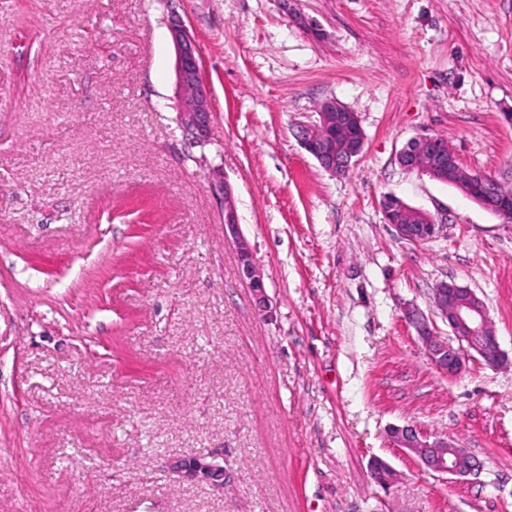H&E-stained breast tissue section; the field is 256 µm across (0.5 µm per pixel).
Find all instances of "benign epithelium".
<instances>
[{
  "mask_svg": "<svg viewBox=\"0 0 512 512\" xmlns=\"http://www.w3.org/2000/svg\"><path fill=\"white\" fill-rule=\"evenodd\" d=\"M169 32L174 48L176 98L183 127L195 142L207 137L212 119L211 92L204 82L199 63V50L194 37L181 21L174 19ZM342 125L360 127L357 114L334 100H326L319 106V121L312 126L300 127L298 138L303 148L319 163L320 167L334 176H345L352 163L362 153L364 141L346 140L340 144L334 140L318 141L313 132L320 126ZM424 156L428 164H418L417 157ZM398 164L409 171L417 170L432 178L448 170V144L436 136H420L410 139L397 154ZM218 191L224 198V238L237 254L244 280L255 296L258 309L270 311L263 273L257 265L252 250L239 230V216L232 189L222 182ZM409 219L394 225L397 236L412 243L423 242V230L414 223L421 211L408 208ZM434 302L451 330L452 337L437 335L434 327L414 310L406 312V318L414 326L418 338L434 367L450 377L460 374L467 362L477 356L488 366H498L506 360L496 331L489 319L484 302L471 289L454 281L441 282L434 289ZM388 437L396 448L415 456L427 472L452 476H466L475 472L477 463L463 448L446 438H430L414 424L394 425ZM368 468L372 479L381 486L390 485L395 469L382 458H373ZM168 473L178 480H205L212 487H224L225 471L199 462V458H177L168 465Z\"/></svg>",
  "mask_w": 512,
  "mask_h": 512,
  "instance_id": "obj_1",
  "label": "benign epithelium"
}]
</instances>
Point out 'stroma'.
I'll use <instances>...</instances> for the list:
<instances>
[{"mask_svg":"<svg viewBox=\"0 0 512 512\" xmlns=\"http://www.w3.org/2000/svg\"><path fill=\"white\" fill-rule=\"evenodd\" d=\"M173 17L211 88L201 144ZM327 99L365 134L342 177L296 136ZM423 135L512 188V0H0V512H512V224L403 169ZM387 193L444 234L399 239ZM443 281L507 363L431 365L405 312L450 336ZM406 423L479 471L425 472L387 439ZM208 453L223 489L169 477ZM169 32L175 55L179 115L192 140L202 142L207 137L212 107L210 88L201 76L199 50L194 37L180 20L171 21ZM216 190L224 198V238L236 251L241 274L249 287L252 288L258 309L264 313L270 312L263 273L254 259L248 242L239 230V216L232 189L226 182H220Z\"/></svg>","mask_w":512,"mask_h":512,"instance_id":"stroma-1","label":"stroma"}]
</instances>
